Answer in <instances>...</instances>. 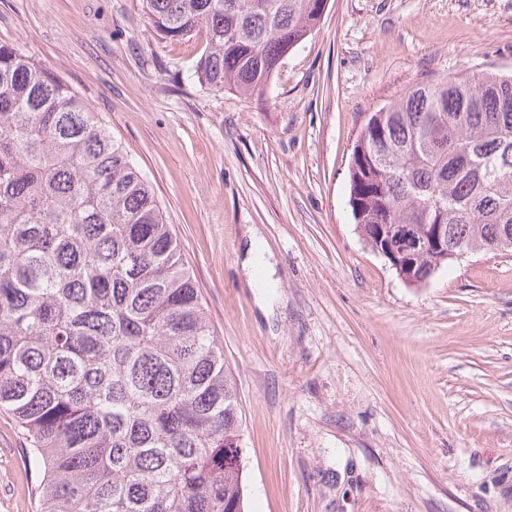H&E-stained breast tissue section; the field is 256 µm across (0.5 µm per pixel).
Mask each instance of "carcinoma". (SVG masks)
Instances as JSON below:
<instances>
[{"label":"carcinoma","instance_id":"obj_1","mask_svg":"<svg viewBox=\"0 0 512 512\" xmlns=\"http://www.w3.org/2000/svg\"><path fill=\"white\" fill-rule=\"evenodd\" d=\"M327 0H146L156 35L203 31L193 76L262 93ZM363 240L392 224L512 253V76L420 82L356 140ZM427 249L410 268L434 275ZM0 410L43 473L39 512H246L241 409L152 188L91 106L0 45Z\"/></svg>","mask_w":512,"mask_h":512}]
</instances>
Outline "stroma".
Here are the masks:
<instances>
[{
    "instance_id": "35a3bbf8",
    "label": "stroma",
    "mask_w": 512,
    "mask_h": 512,
    "mask_svg": "<svg viewBox=\"0 0 512 512\" xmlns=\"http://www.w3.org/2000/svg\"><path fill=\"white\" fill-rule=\"evenodd\" d=\"M0 44L83 97L151 182L237 385L247 512H512V254L408 286L362 240L348 170L413 84L512 71V0H327L264 94L201 87L204 34L143 0H0ZM264 241L260 302L243 249ZM0 411V512H37Z\"/></svg>"
}]
</instances>
